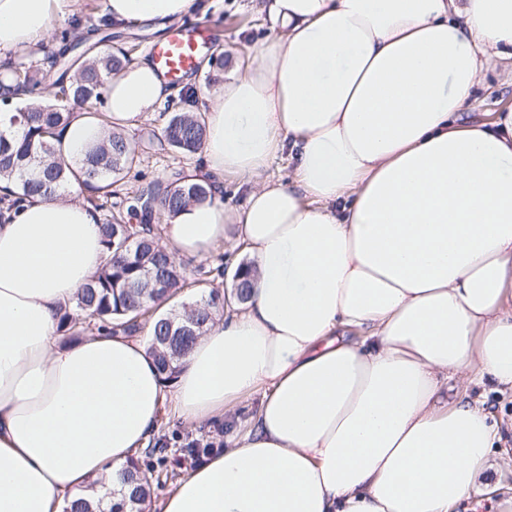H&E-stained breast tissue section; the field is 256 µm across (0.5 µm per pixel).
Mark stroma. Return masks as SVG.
<instances>
[{"instance_id": "obj_1", "label": "stroma", "mask_w": 512, "mask_h": 512, "mask_svg": "<svg viewBox=\"0 0 512 512\" xmlns=\"http://www.w3.org/2000/svg\"><path fill=\"white\" fill-rule=\"evenodd\" d=\"M263 0H198L193 19L208 29L216 45L218 63L211 69H199L182 81L172 84L169 98L138 126L127 130L133 144H143L160 135L172 113L197 112L206 102L202 87L216 89L230 75L234 62H248L270 36V21L262 11ZM512 108V59H505L485 72L475 88L470 104L475 116L492 119L494 113ZM202 157H189L166 150L142 155L139 169L151 178H163L173 171L201 167ZM154 439L170 448H181L189 441L199 446L220 448L224 445V426L205 423L194 426L184 422L172 406H165ZM504 454L496 455L497 466L459 504L457 512H512V437L503 443Z\"/></svg>"}]
</instances>
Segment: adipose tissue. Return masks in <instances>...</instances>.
I'll return each instance as SVG.
<instances>
[{"mask_svg": "<svg viewBox=\"0 0 512 512\" xmlns=\"http://www.w3.org/2000/svg\"><path fill=\"white\" fill-rule=\"evenodd\" d=\"M112 21L178 22L197 0H102ZM80 0H0V62ZM272 38L208 98L206 176L248 186L160 226L173 258L248 261L245 302L164 380L147 341L64 342L61 308L101 271L99 216L36 197L0 224V512L109 508L166 401L227 445L160 512H453L502 439L471 388L512 391V110L466 109L512 54V0H267ZM171 93L147 59L108 83L113 127ZM101 137L79 110L56 153ZM288 155L292 175L267 173ZM247 426L230 411L253 394Z\"/></svg>", "mask_w": 512, "mask_h": 512, "instance_id": "obj_1", "label": "adipose tissue"}]
</instances>
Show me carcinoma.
Instances as JSON below:
<instances>
[{
  "instance_id": "carcinoma-1",
  "label": "carcinoma",
  "mask_w": 512,
  "mask_h": 512,
  "mask_svg": "<svg viewBox=\"0 0 512 512\" xmlns=\"http://www.w3.org/2000/svg\"><path fill=\"white\" fill-rule=\"evenodd\" d=\"M117 35L112 25L103 23L86 32L81 41L67 31L57 35L63 49L51 56L49 72L40 65L20 62L8 66L0 78V101L7 103L18 91L32 92L49 84L53 101L34 100L21 112L11 115L9 125L0 126V180L13 183L11 198L3 199L10 210L31 195L55 197L76 180L85 191L109 195V189L140 162L138 152L130 148L125 134L105 129L102 138L90 147L79 170L57 157L53 140L72 116L71 107L85 105L101 95L110 76L130 62L127 51H110L86 60L75 75H69L74 55L81 43L94 41L92 47H112ZM206 136L204 116L200 112L174 113L162 135L149 139L143 150L158 144L183 154H195ZM215 184L206 178L195 179L181 171L165 180L140 184L127 214L138 223L130 224L120 215L110 214L100 222L108 261L91 282L78 289L72 305L60 310L58 333L66 341L81 336L88 328L110 335L136 336L149 329V349L159 371L170 378L196 338L205 333L215 314L224 310V294L211 290L190 310L174 309L158 315L156 311L191 287L185 270L159 244L157 213L176 214L191 203L204 202L214 195ZM151 283L138 288V283ZM167 469V449L154 447L143 457H135L123 473L127 487L119 512H142L151 496L149 473Z\"/></svg>"
}]
</instances>
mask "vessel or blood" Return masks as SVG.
<instances>
[{"label":"vessel or blood","instance_id":"b4317fda","mask_svg":"<svg viewBox=\"0 0 512 512\" xmlns=\"http://www.w3.org/2000/svg\"><path fill=\"white\" fill-rule=\"evenodd\" d=\"M201 31V26H187L152 46L150 54L158 72L172 82L192 73L205 43Z\"/></svg>","mask_w":512,"mask_h":512}]
</instances>
